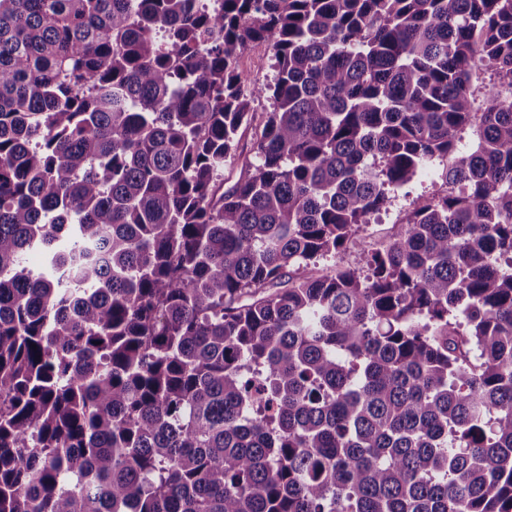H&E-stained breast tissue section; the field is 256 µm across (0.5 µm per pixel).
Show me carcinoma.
<instances>
[{"instance_id": "1", "label": "carcinoma", "mask_w": 512, "mask_h": 512, "mask_svg": "<svg viewBox=\"0 0 512 512\" xmlns=\"http://www.w3.org/2000/svg\"><path fill=\"white\" fill-rule=\"evenodd\" d=\"M482 70L512 0H0V512H512ZM450 154L367 270L301 272ZM273 64V53L265 43H254L245 50L241 58V68L254 85L265 84L273 79Z\"/></svg>"}]
</instances>
